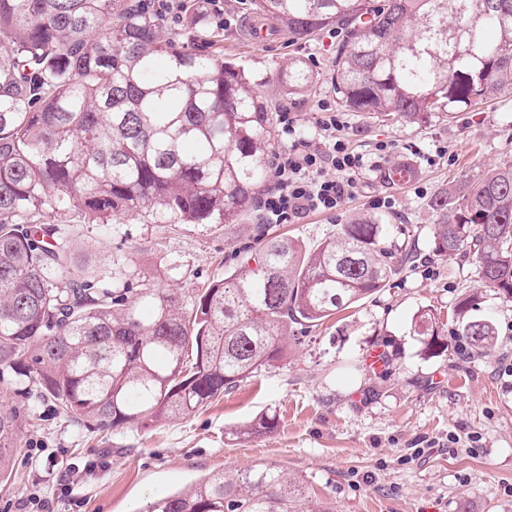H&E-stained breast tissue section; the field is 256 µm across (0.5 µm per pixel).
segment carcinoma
<instances>
[{"instance_id": "obj_1", "label": "carcinoma", "mask_w": 512, "mask_h": 512, "mask_svg": "<svg viewBox=\"0 0 512 512\" xmlns=\"http://www.w3.org/2000/svg\"><path fill=\"white\" fill-rule=\"evenodd\" d=\"M296 36L343 31L331 84L338 104L421 124L512 90V0H251ZM184 42L128 0H0V368L33 376L74 422L108 430L183 418L287 355L288 339L384 288L416 263L373 215L314 248L251 224L229 271L199 290L157 288L123 267L84 271L53 215L86 224L234 226L269 178L272 113L251 75L210 48L220 29L185 0ZM279 80L310 87L291 58ZM413 172L397 164L389 184ZM434 250L471 257L512 299V166L432 198ZM476 353L497 331L474 294L457 304ZM424 353L447 351L428 314ZM264 415L232 430L256 437ZM18 433L0 406V476ZM148 512H333L272 465L216 473L159 496Z\"/></svg>"}]
</instances>
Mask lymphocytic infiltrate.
I'll use <instances>...</instances> for the list:
<instances>
[{
	"instance_id": "lymphocytic-infiltrate-1",
	"label": "lymphocytic infiltrate",
	"mask_w": 512,
	"mask_h": 512,
	"mask_svg": "<svg viewBox=\"0 0 512 512\" xmlns=\"http://www.w3.org/2000/svg\"><path fill=\"white\" fill-rule=\"evenodd\" d=\"M320 113L311 137L298 136L295 108L277 113V136L283 146L270 158V185L257 203L263 224H293L311 214L338 215L353 197L367 167L390 163L392 149L379 142L372 157L352 149L343 135L344 113L328 99L317 103Z\"/></svg>"
}]
</instances>
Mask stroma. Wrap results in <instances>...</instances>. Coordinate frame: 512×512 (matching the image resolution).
<instances>
[{
	"label": "stroma",
	"mask_w": 512,
	"mask_h": 512,
	"mask_svg": "<svg viewBox=\"0 0 512 512\" xmlns=\"http://www.w3.org/2000/svg\"><path fill=\"white\" fill-rule=\"evenodd\" d=\"M250 18V0H226ZM224 33V56L243 65L270 111L292 103L301 130L311 134L315 105L333 97L329 69L336 45L327 32L296 37L281 30L273 43L252 42L244 24ZM307 61L317 75L308 90L290 94L278 80L289 58ZM348 139L360 151L376 142L392 146L393 162L410 163L412 178L389 185L368 172L339 218L310 215L280 225L307 245L333 236L339 225L377 214L410 229L419 255L398 287L387 288L307 331L274 368L209 406L148 428L105 433L74 424L44 399L38 382L16 377L10 403L20 416L11 450L12 474L0 484V512L33 489L35 475L49 485L74 480L54 512H148L153 500L217 472L268 464L288 468L304 482L309 500L336 512H512V301L483 287L469 258L433 252L436 218L430 200L464 178L512 165V93L463 112L431 114L425 123L384 121L368 112L347 115ZM445 156H437V149ZM389 196L394 209L374 210ZM79 253L102 273L122 262L132 274L166 288H199L223 278L224 259L239 245L240 228L218 224H150L120 216L109 224H81L71 214L54 217ZM481 297V310L498 332L485 354L466 352L451 312L465 291ZM429 314L448 342L442 356L426 358L415 320ZM381 342L391 355L388 373L360 368ZM277 418L267 435L230 439V428L263 414ZM44 447L41 470L23 456L30 441ZM426 449L412 459L414 449Z\"/></svg>",
	"instance_id": "1"
}]
</instances>
